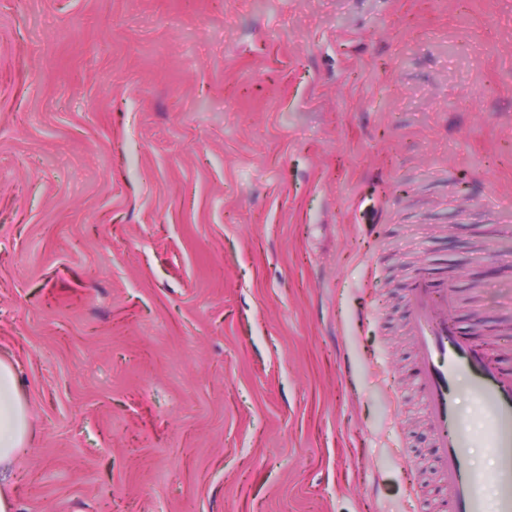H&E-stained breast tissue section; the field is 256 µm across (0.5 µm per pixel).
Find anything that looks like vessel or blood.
Returning <instances> with one entry per match:
<instances>
[{"instance_id": "vessel-or-blood-1", "label": "vessel or blood", "mask_w": 512, "mask_h": 512, "mask_svg": "<svg viewBox=\"0 0 512 512\" xmlns=\"http://www.w3.org/2000/svg\"><path fill=\"white\" fill-rule=\"evenodd\" d=\"M448 283L419 280L412 290L409 325L424 378L434 446L455 512H512V373L457 336L448 324ZM466 376L480 398L491 429L488 446L497 459L496 498L487 506L484 476L470 463L474 436L463 422L453 381Z\"/></svg>"}]
</instances>
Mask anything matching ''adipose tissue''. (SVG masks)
I'll return each mask as SVG.
<instances>
[{"mask_svg": "<svg viewBox=\"0 0 512 512\" xmlns=\"http://www.w3.org/2000/svg\"><path fill=\"white\" fill-rule=\"evenodd\" d=\"M30 420L13 367L0 361V469L9 468L25 448Z\"/></svg>", "mask_w": 512, "mask_h": 512, "instance_id": "ef3b65f1", "label": "adipose tissue"}]
</instances>
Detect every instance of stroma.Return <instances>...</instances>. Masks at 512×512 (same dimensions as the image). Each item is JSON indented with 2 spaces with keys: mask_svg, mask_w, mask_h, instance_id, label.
<instances>
[{
  "mask_svg": "<svg viewBox=\"0 0 512 512\" xmlns=\"http://www.w3.org/2000/svg\"><path fill=\"white\" fill-rule=\"evenodd\" d=\"M419 276L512 370V0H0L13 512H449ZM30 420L13 367L0 361V470H6L26 447Z\"/></svg>",
  "mask_w": 512,
  "mask_h": 512,
  "instance_id": "obj_1",
  "label": "stroma"
}]
</instances>
